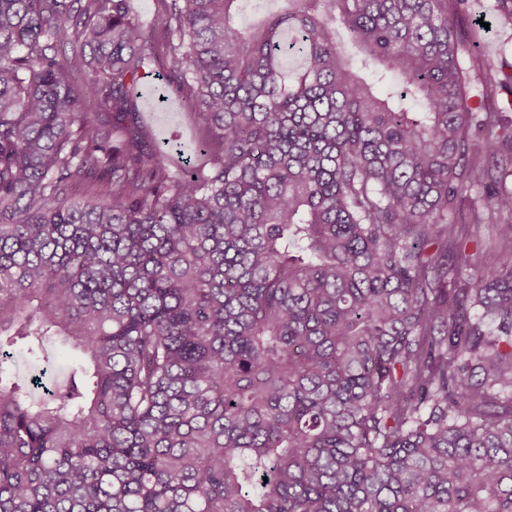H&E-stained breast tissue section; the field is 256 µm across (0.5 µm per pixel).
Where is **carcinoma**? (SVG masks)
Instances as JSON below:
<instances>
[{"label":"carcinoma","mask_w":512,"mask_h":512,"mask_svg":"<svg viewBox=\"0 0 512 512\" xmlns=\"http://www.w3.org/2000/svg\"><path fill=\"white\" fill-rule=\"evenodd\" d=\"M160 2L0 0V512H512V253L461 234L512 250V64L467 0ZM150 87L148 99V111L144 109L142 100V121L144 124L154 131L159 138H166L168 141L191 142L195 140L202 130L203 126L193 113L189 110H183L177 101L168 102L163 110H160L155 102L154 92ZM176 112H168L170 109ZM169 113L173 116L171 121L161 120L163 113ZM160 129L162 133L159 132Z\"/></svg>","instance_id":"cac0c4a2"}]
</instances>
